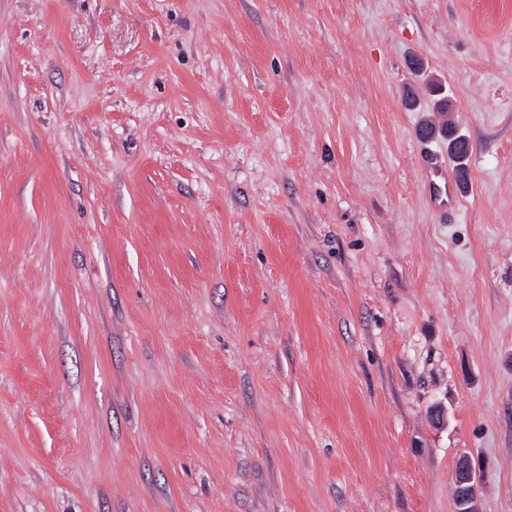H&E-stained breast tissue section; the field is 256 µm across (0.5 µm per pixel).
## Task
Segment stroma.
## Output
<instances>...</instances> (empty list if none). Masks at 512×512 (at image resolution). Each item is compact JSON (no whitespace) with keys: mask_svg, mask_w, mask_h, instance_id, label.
Wrapping results in <instances>:
<instances>
[{"mask_svg":"<svg viewBox=\"0 0 512 512\" xmlns=\"http://www.w3.org/2000/svg\"><path fill=\"white\" fill-rule=\"evenodd\" d=\"M465 455L512 512V0H0V512H456ZM422 145L421 157L425 166V193L439 213L441 220L446 221L449 211L458 206L459 198L456 193V181L448 175L445 166L438 161V157L428 147L426 139H420Z\"/></svg>","mask_w":512,"mask_h":512,"instance_id":"stroma-1","label":"stroma"}]
</instances>
